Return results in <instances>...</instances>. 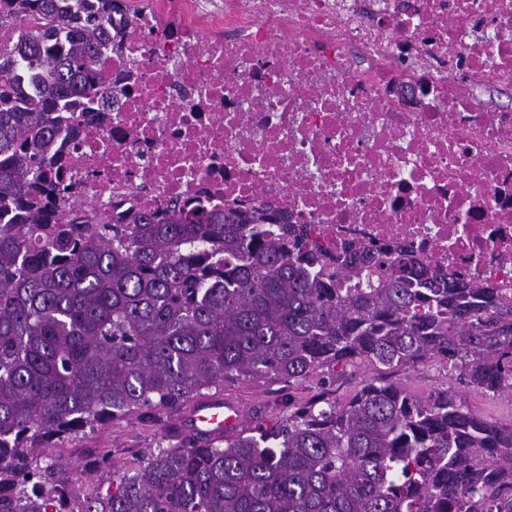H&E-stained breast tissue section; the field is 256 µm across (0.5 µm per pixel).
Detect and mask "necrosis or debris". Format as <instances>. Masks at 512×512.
Segmentation results:
<instances>
[{"instance_id": "obj_1", "label": "necrosis or debris", "mask_w": 512, "mask_h": 512, "mask_svg": "<svg viewBox=\"0 0 512 512\" xmlns=\"http://www.w3.org/2000/svg\"><path fill=\"white\" fill-rule=\"evenodd\" d=\"M130 76L82 124L97 212L273 204L320 245L413 243L512 292V0H121Z\"/></svg>"}]
</instances>
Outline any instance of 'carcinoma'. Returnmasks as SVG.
Here are the masks:
<instances>
[{
	"label": "carcinoma",
	"instance_id": "carcinoma-1",
	"mask_svg": "<svg viewBox=\"0 0 512 512\" xmlns=\"http://www.w3.org/2000/svg\"><path fill=\"white\" fill-rule=\"evenodd\" d=\"M114 2L0 0V512H512V423L460 395L512 394V297L494 282L402 242L332 253L268 206L64 223L76 131L121 93ZM429 360L448 381L425 397L382 375L343 405L290 397L272 427L137 448L128 468L91 449L96 489L73 505L43 453L230 382Z\"/></svg>",
	"mask_w": 512,
	"mask_h": 512
}]
</instances>
